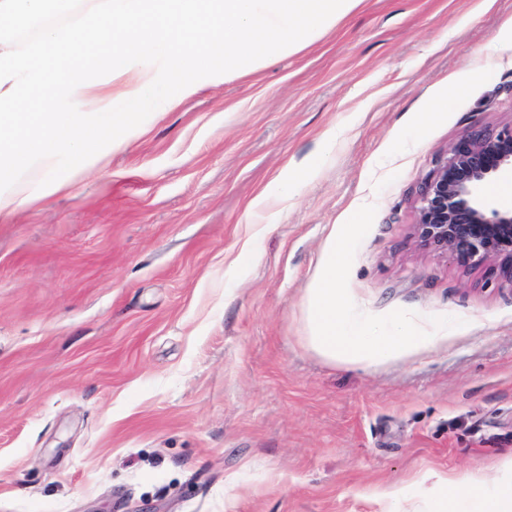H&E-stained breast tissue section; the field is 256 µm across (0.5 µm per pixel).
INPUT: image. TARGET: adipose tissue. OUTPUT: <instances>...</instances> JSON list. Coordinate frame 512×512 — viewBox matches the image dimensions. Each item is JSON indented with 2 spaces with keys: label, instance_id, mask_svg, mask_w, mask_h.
Masks as SVG:
<instances>
[{
  "label": "adipose tissue",
  "instance_id": "obj_1",
  "mask_svg": "<svg viewBox=\"0 0 512 512\" xmlns=\"http://www.w3.org/2000/svg\"><path fill=\"white\" fill-rule=\"evenodd\" d=\"M363 0H85L80 22L49 24L28 47L0 43V223L70 192L66 170L98 168L146 130V110L178 108L206 86L299 53ZM74 0H0V24ZM343 225L323 276L309 289L312 347L368 365L434 338L409 317L382 328L354 319L342 288ZM431 512H512V480L485 496L478 477L442 479Z\"/></svg>",
  "mask_w": 512,
  "mask_h": 512
}]
</instances>
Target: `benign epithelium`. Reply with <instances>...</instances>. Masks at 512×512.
Here are the masks:
<instances>
[{
  "label": "benign epithelium",
  "instance_id": "obj_1",
  "mask_svg": "<svg viewBox=\"0 0 512 512\" xmlns=\"http://www.w3.org/2000/svg\"><path fill=\"white\" fill-rule=\"evenodd\" d=\"M504 170L512 172V126L471 130L425 179L414 236L467 271L493 260L512 285V210L489 209L478 197L481 184Z\"/></svg>",
  "mask_w": 512,
  "mask_h": 512
}]
</instances>
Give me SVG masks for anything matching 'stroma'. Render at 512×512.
Segmentation results:
<instances>
[{
  "label": "stroma",
  "mask_w": 512,
  "mask_h": 512,
  "mask_svg": "<svg viewBox=\"0 0 512 512\" xmlns=\"http://www.w3.org/2000/svg\"><path fill=\"white\" fill-rule=\"evenodd\" d=\"M511 21L512 0H365L0 223V512H429L423 475L494 488L512 287L413 226L437 160L512 124ZM288 165L312 171L251 208ZM350 223L352 314L413 316L433 345L373 365L310 347L308 290Z\"/></svg>",
  "instance_id": "1"
}]
</instances>
